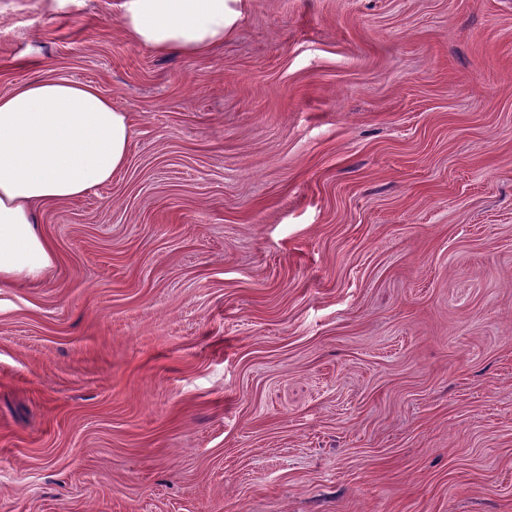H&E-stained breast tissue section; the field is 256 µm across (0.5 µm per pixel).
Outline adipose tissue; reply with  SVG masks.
<instances>
[{
	"label": "adipose tissue",
	"mask_w": 512,
	"mask_h": 512,
	"mask_svg": "<svg viewBox=\"0 0 512 512\" xmlns=\"http://www.w3.org/2000/svg\"><path fill=\"white\" fill-rule=\"evenodd\" d=\"M242 0H118L133 44L159 54L209 53L231 36ZM129 115L86 83L38 79L0 95V283L42 277L53 265L40 206L109 183L127 162Z\"/></svg>",
	"instance_id": "1"
}]
</instances>
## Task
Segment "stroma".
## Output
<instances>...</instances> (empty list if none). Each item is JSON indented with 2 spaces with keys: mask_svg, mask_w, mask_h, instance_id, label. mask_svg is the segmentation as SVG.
<instances>
[{
  "mask_svg": "<svg viewBox=\"0 0 512 512\" xmlns=\"http://www.w3.org/2000/svg\"><path fill=\"white\" fill-rule=\"evenodd\" d=\"M115 2L0 0V94L132 131L0 284V512H512V0ZM243 0H119L120 25L133 44L158 54L209 53L242 18Z\"/></svg>",
  "mask_w": 512,
  "mask_h": 512,
  "instance_id": "obj_1",
  "label": "stroma"
}]
</instances>
